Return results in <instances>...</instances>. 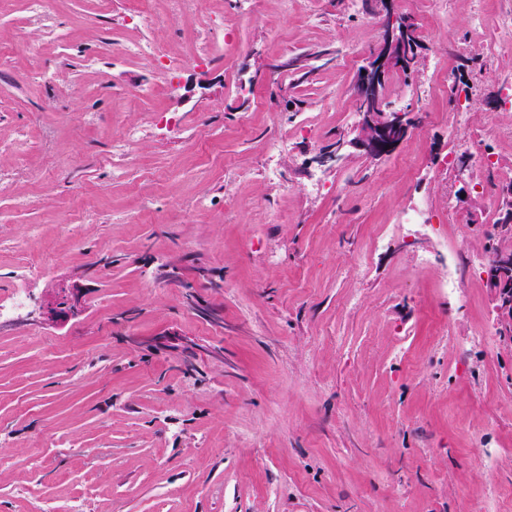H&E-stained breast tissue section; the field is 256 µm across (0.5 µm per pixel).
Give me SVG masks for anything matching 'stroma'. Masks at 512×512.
<instances>
[{"label":"stroma","instance_id":"stroma-1","mask_svg":"<svg viewBox=\"0 0 512 512\" xmlns=\"http://www.w3.org/2000/svg\"><path fill=\"white\" fill-rule=\"evenodd\" d=\"M166 2L148 24L45 0L60 46L0 0V302L27 294L0 322V512H501L512 345L485 233L512 52L461 62L512 0H401L424 61L385 98L421 123L382 158L349 144L376 0ZM301 53L307 81L255 72ZM463 152L484 160L461 180ZM75 284L78 320L35 319Z\"/></svg>","mask_w":512,"mask_h":512}]
</instances>
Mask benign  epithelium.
<instances>
[{"instance_id": "1", "label": "benign epithelium", "mask_w": 512, "mask_h": 512, "mask_svg": "<svg viewBox=\"0 0 512 512\" xmlns=\"http://www.w3.org/2000/svg\"><path fill=\"white\" fill-rule=\"evenodd\" d=\"M379 37L358 78V114L355 137L340 139L330 148L319 150L311 162L329 165L338 161L341 151L350 143L369 157H382L394 152L416 127L410 114L392 107L384 97L387 77L396 71L417 70L421 40L415 20L399 13L397 0H378ZM498 313L500 339L512 342V254L500 252L488 275ZM79 313V298L64 288L50 308V320L68 319Z\"/></svg>"}]
</instances>
